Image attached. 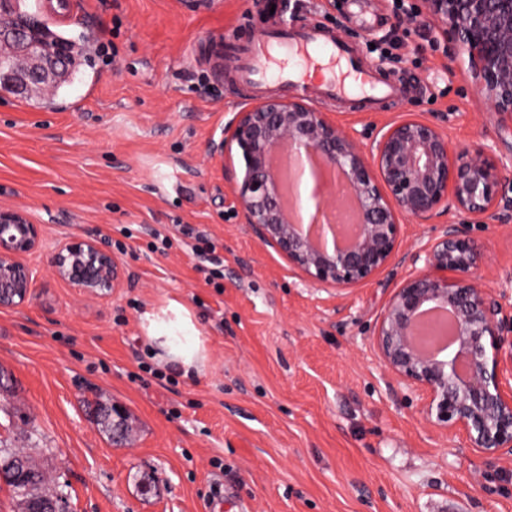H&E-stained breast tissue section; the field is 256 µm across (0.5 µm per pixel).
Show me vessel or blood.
I'll use <instances>...</instances> for the list:
<instances>
[{"label": "vessel or blood", "instance_id": "vessel-or-blood-1", "mask_svg": "<svg viewBox=\"0 0 512 512\" xmlns=\"http://www.w3.org/2000/svg\"><path fill=\"white\" fill-rule=\"evenodd\" d=\"M315 69L324 73L315 88L321 101L353 94L368 102L393 92L373 69L360 62L346 42L313 27L280 29L262 35L256 49L245 55L240 77L245 83L260 87L274 70L283 83L302 87Z\"/></svg>", "mask_w": 512, "mask_h": 512}]
</instances>
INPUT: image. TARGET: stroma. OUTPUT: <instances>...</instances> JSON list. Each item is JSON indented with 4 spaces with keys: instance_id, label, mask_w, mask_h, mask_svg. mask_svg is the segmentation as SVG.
Returning <instances> with one entry per match:
<instances>
[{
    "instance_id": "stroma-1",
    "label": "stroma",
    "mask_w": 512,
    "mask_h": 512,
    "mask_svg": "<svg viewBox=\"0 0 512 512\" xmlns=\"http://www.w3.org/2000/svg\"><path fill=\"white\" fill-rule=\"evenodd\" d=\"M411 2L419 15L402 23L391 0H277L272 14L252 0H25L81 65L52 105L0 95V206L44 229L25 258L37 270L28 303L0 309V445L66 485L65 512H209L216 485L222 512H512V459L431 427L371 340L410 254L459 215L405 221L376 280L319 288L242 223L210 150L246 103L300 95L235 76L276 22L336 34L402 87L392 103L320 102L361 148L411 114L437 122L451 150L512 157V133L455 68L424 0ZM184 224L216 242L212 277L195 270ZM157 232L162 254L148 248ZM85 234L126 273L112 295H78L47 266L62 237ZM477 236L487 284L512 305V221ZM174 302L202 342L186 377L151 356L150 321ZM115 403L122 445L95 411Z\"/></svg>"
}]
</instances>
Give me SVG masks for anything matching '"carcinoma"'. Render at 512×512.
Wrapping results in <instances>:
<instances>
[{
    "mask_svg": "<svg viewBox=\"0 0 512 512\" xmlns=\"http://www.w3.org/2000/svg\"><path fill=\"white\" fill-rule=\"evenodd\" d=\"M0 478L21 497L22 512H38L40 499L47 495L59 500L66 498L64 488H46L48 477L36 467L30 456L10 448L0 447Z\"/></svg>",
    "mask_w": 512,
    "mask_h": 512,
    "instance_id": "1",
    "label": "carcinoma"
}]
</instances>
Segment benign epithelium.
<instances>
[{
  "mask_svg": "<svg viewBox=\"0 0 512 512\" xmlns=\"http://www.w3.org/2000/svg\"><path fill=\"white\" fill-rule=\"evenodd\" d=\"M448 40L462 50L472 88L512 130V0H425ZM41 16L0 10V56L18 61V91L47 92L67 77L72 43L42 53ZM211 150L227 156L225 171L243 223L288 267L314 286L351 288L382 274L398 254L405 218L428 221L448 210L464 216L443 224L413 271L393 288L377 319L373 344L386 371L421 396L425 420L460 435L486 456H512V308L480 274L484 245L475 226L512 209L500 192L506 162L479 144L456 153L438 124L406 118L379 131L369 152L303 98L266 97L244 106ZM348 184L356 224L347 235L331 208L333 179ZM43 229L29 213L0 207V308L30 299L34 272L22 257L37 251ZM52 274L84 296L121 287L119 259L88 234L64 237L48 260ZM429 309L455 322L454 344L427 354L415 327Z\"/></svg>",
  "mask_w": 512,
  "mask_h": 512,
  "instance_id": "7a95c632",
  "label": "benign epithelium"
}]
</instances>
